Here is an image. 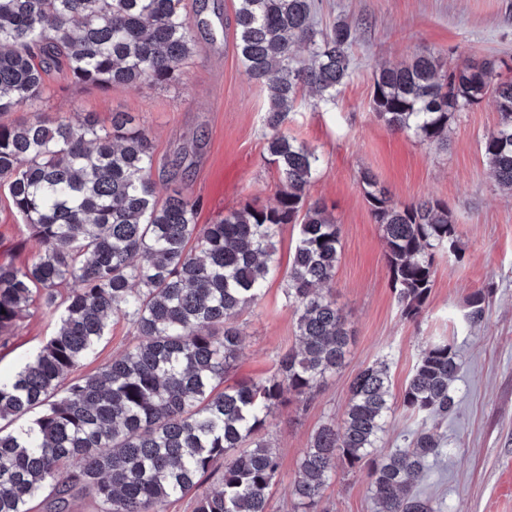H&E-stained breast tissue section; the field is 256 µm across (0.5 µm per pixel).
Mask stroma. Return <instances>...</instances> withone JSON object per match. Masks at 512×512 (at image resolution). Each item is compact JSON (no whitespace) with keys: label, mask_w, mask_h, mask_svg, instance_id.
<instances>
[{"label":"stroma","mask_w":512,"mask_h":512,"mask_svg":"<svg viewBox=\"0 0 512 512\" xmlns=\"http://www.w3.org/2000/svg\"><path fill=\"white\" fill-rule=\"evenodd\" d=\"M208 30H196L197 52L176 81L109 89L72 83L61 70L46 78L43 110L50 117L92 113L109 126L116 112H130L154 144L159 196L172 190L197 198L198 221L211 223L225 209L273 205L280 189L274 166L265 162L267 105L261 86L247 76L233 47L235 0H185ZM317 19L358 25L350 49V76L334 101H299L284 129L320 158L310 199L323 200L340 227L341 253L329 291L345 315L353 340L345 366L306 402L276 408L267 427L280 458L270 495L272 512H291V489L311 434L341 422L355 374L387 359L392 409L384 442L405 445L420 421L403 405V391L425 343L454 341L461 368L453 384L455 413L440 422L445 454L426 473L419 490L441 512H512V197L490 176L482 144L496 126L492 99H484L451 124L448 146L436 149L390 131L372 109L373 73L383 63H405L433 52L459 62L495 60L500 79L512 78V0H318ZM370 172L395 200L432 197L447 204L458 235V256L437 261L435 285L420 323L403 319L378 224L359 185ZM28 229L0 183V263L27 264L20 243ZM285 270L269 278L261 298L240 318L245 347L230 381L271 374L278 354L296 348V318L284 296ZM486 290L487 320L481 329L463 320L469 296ZM55 322L39 312L17 320L0 338V376L54 333ZM134 330L113 319L109 333L79 374L96 372L135 343ZM326 512H370L367 464L337 462L324 492Z\"/></svg>","instance_id":"stroma-1"}]
</instances>
